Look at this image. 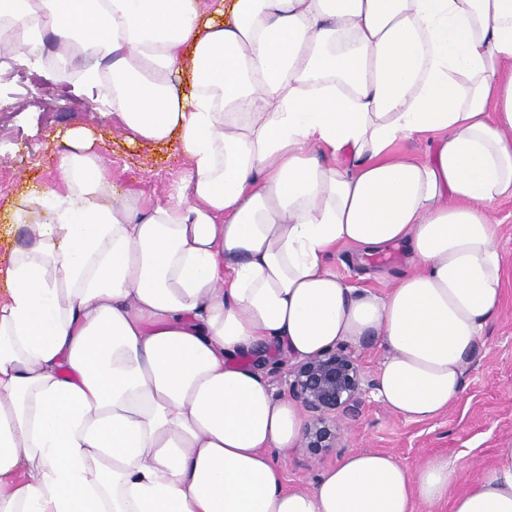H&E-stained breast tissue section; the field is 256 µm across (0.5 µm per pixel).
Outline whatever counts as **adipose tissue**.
Listing matches in <instances>:
<instances>
[{"label": "adipose tissue", "mask_w": 512, "mask_h": 512, "mask_svg": "<svg viewBox=\"0 0 512 512\" xmlns=\"http://www.w3.org/2000/svg\"><path fill=\"white\" fill-rule=\"evenodd\" d=\"M2 32L26 67L49 37L95 58L82 83L191 167L166 202L117 195L74 127L8 207L0 512H512V447L469 477L352 451L286 487L305 417L262 369L377 340L388 410L460 401L503 294L512 0H0ZM346 247L409 269L354 287ZM330 267L337 275L347 281L373 288L383 293L391 287L393 278L407 270L404 256L400 251L392 250L359 263L349 249H342L330 258ZM366 273L371 277L363 279Z\"/></svg>", "instance_id": "obj_1"}]
</instances>
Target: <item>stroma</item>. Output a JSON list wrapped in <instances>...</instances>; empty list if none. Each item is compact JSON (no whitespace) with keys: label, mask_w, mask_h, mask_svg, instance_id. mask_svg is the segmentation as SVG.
<instances>
[{"label":"stroma","mask_w":512,"mask_h":512,"mask_svg":"<svg viewBox=\"0 0 512 512\" xmlns=\"http://www.w3.org/2000/svg\"><path fill=\"white\" fill-rule=\"evenodd\" d=\"M80 66L66 60L20 73L10 47L0 43V115L5 118L0 124V210L20 194L56 181L62 150L58 133L80 125L95 130L97 152L117 192L163 201L182 188L190 169L185 155L172 145L132 140L130 131L94 102L91 91L75 89ZM494 210L507 260L504 294L466 375L460 402L446 414L416 422L391 413L375 392H367L359 417L341 429L342 448L314 456L300 447L284 459L287 487H310L348 450L389 452L410 468L432 455L457 456L474 475L493 465L497 449L512 446V201L496 203ZM330 267L347 281L381 293L407 269L397 250L361 263L343 249Z\"/></svg>","instance_id":"obj_1"}]
</instances>
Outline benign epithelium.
Here are the masks:
<instances>
[{
	"mask_svg": "<svg viewBox=\"0 0 512 512\" xmlns=\"http://www.w3.org/2000/svg\"><path fill=\"white\" fill-rule=\"evenodd\" d=\"M288 376V396L308 415L302 447L314 456L340 447L339 423L359 416L367 383L358 358L332 348L298 362Z\"/></svg>",
	"mask_w": 512,
	"mask_h": 512,
	"instance_id": "benign-epithelium-1",
	"label": "benign epithelium"
}]
</instances>
